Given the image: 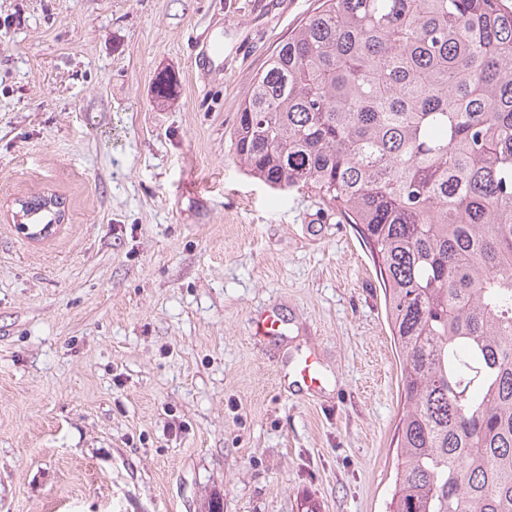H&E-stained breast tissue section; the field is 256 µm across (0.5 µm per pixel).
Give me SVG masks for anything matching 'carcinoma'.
<instances>
[{
  "instance_id": "obj_1",
  "label": "carcinoma",
  "mask_w": 512,
  "mask_h": 512,
  "mask_svg": "<svg viewBox=\"0 0 512 512\" xmlns=\"http://www.w3.org/2000/svg\"><path fill=\"white\" fill-rule=\"evenodd\" d=\"M231 146L334 206L379 268L401 356L389 512H512V6L318 0Z\"/></svg>"
}]
</instances>
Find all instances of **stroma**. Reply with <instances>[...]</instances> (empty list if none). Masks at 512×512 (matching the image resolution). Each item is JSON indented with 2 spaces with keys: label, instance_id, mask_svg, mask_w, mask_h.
<instances>
[{
  "label": "stroma",
  "instance_id": "35a3bbf8",
  "mask_svg": "<svg viewBox=\"0 0 512 512\" xmlns=\"http://www.w3.org/2000/svg\"><path fill=\"white\" fill-rule=\"evenodd\" d=\"M316 5L0 0V512H385L400 366L372 258L231 147ZM43 193L65 217L34 240L11 203ZM265 308L285 335H254ZM311 351L317 397L284 381Z\"/></svg>",
  "mask_w": 512,
  "mask_h": 512
}]
</instances>
